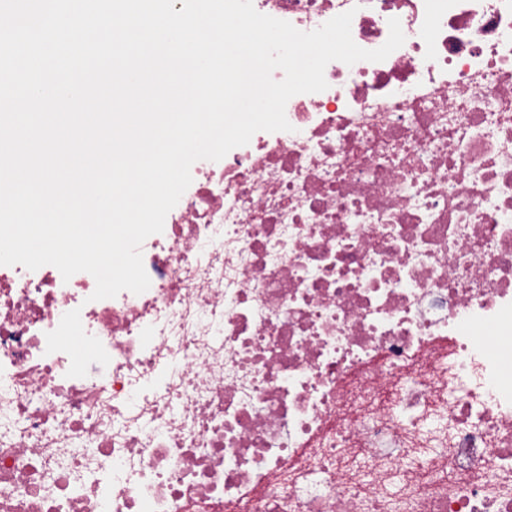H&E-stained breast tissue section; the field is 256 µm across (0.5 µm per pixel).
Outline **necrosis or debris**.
<instances>
[{
    "label": "necrosis or debris",
    "mask_w": 512,
    "mask_h": 512,
    "mask_svg": "<svg viewBox=\"0 0 512 512\" xmlns=\"http://www.w3.org/2000/svg\"><path fill=\"white\" fill-rule=\"evenodd\" d=\"M253 5L405 42L195 162L145 292L0 266V512H512V0Z\"/></svg>",
    "instance_id": "obj_1"
}]
</instances>
